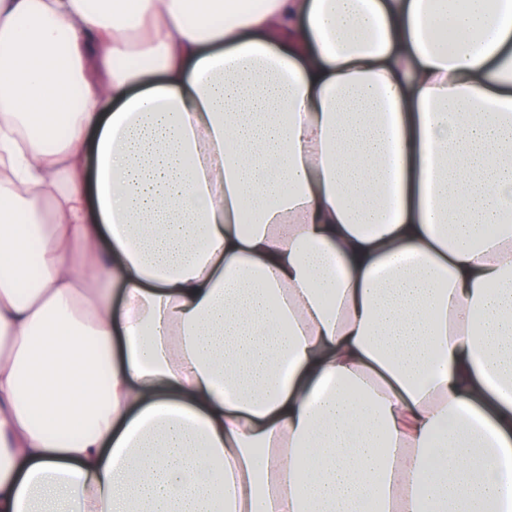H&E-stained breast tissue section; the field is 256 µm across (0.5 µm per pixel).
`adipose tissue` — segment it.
<instances>
[{
    "mask_svg": "<svg viewBox=\"0 0 512 512\" xmlns=\"http://www.w3.org/2000/svg\"><path fill=\"white\" fill-rule=\"evenodd\" d=\"M471 2L0 0V512H512Z\"/></svg>",
    "mask_w": 512,
    "mask_h": 512,
    "instance_id": "ef3b65f1",
    "label": "adipose tissue"
}]
</instances>
